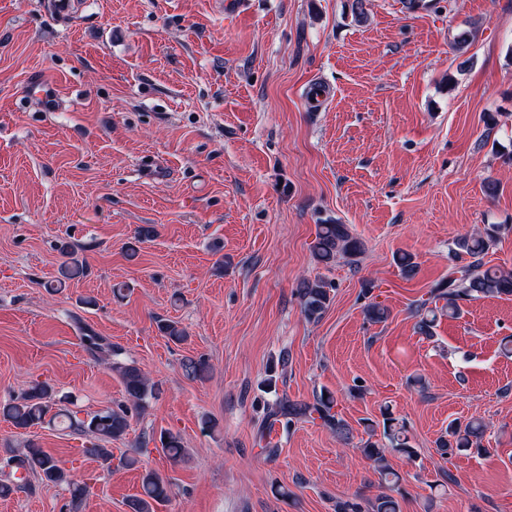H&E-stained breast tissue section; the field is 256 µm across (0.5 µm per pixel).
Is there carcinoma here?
<instances>
[{
	"label": "carcinoma",
	"mask_w": 512,
	"mask_h": 512,
	"mask_svg": "<svg viewBox=\"0 0 512 512\" xmlns=\"http://www.w3.org/2000/svg\"><path fill=\"white\" fill-rule=\"evenodd\" d=\"M500 224H486L481 230L465 233L452 242L450 250L457 256L467 255L470 263L461 270V275L448 276V280L431 291L430 298L413 305L412 313L417 318L418 332L428 338L434 337L437 314L446 313L458 318L463 307L475 300L488 296H512V271L498 268H487L484 256L494 244L501 230ZM364 244L345 224L326 221L317 225L315 239L311 244L313 259L319 264L328 265L336 258L342 257L349 262H356L361 255ZM394 262L402 274L411 278L416 274L417 263L407 252L394 255ZM333 286L319 276L303 279L298 286L301 312L304 317L316 322L322 318L331 302ZM436 307H431V303ZM365 315L372 323H383L390 316L389 309L371 301L365 307ZM159 331L168 341L178 345L188 340V334L178 322L164 320L158 324ZM92 352L106 351L112 357L109 363L112 372L121 380L127 399L134 408L141 409L147 399L153 395L155 384L132 362L119 359L120 353L112 346L103 344V339L94 334L83 336ZM187 376L204 377L209 369L206 359L188 358L183 362ZM61 400L56 398L54 389L45 382L31 381L13 400L0 405V416L15 429L27 431L51 423L59 417L68 420V429L75 433L91 437L83 453L98 461L106 468L112 465V449L109 444L121 440L131 426L129 408L120 405L109 408L81 419L77 415L64 410ZM337 405L335 395L330 391H321L312 403H298L285 400L279 409L273 412L276 417L285 419V426L303 419L318 417L322 423L336 433V437L346 445L354 439L353 428L337 413L333 412ZM384 443L375 440L376 424L370 419L363 421L364 433L356 448L362 456L371 461L378 469L381 477L388 483V491H382L362 505L360 498L336 500V512H399V502L393 493L400 491V478L392 472L387 464V455L394 454L412 460L416 457L408 435L405 421L399 420L388 411L382 412ZM486 426L479 420H453L437 439L438 452L443 459L451 457L458 451L475 450L480 455L491 454L490 449L482 444ZM161 451L169 460L179 462L185 455L179 434L164 430L159 435ZM7 457L3 458V466L11 470L6 480L0 481V497L7 498L18 491L31 488L29 476H38L46 484L64 485L70 493L67 504L68 512H82L89 495L86 483L74 480L69 471L57 460L49 456L34 440H30L20 449H6ZM171 479L152 468H144L141 472V493L128 501L129 512H155L157 506L170 502Z\"/></svg>",
	"instance_id": "carcinoma-1"
}]
</instances>
